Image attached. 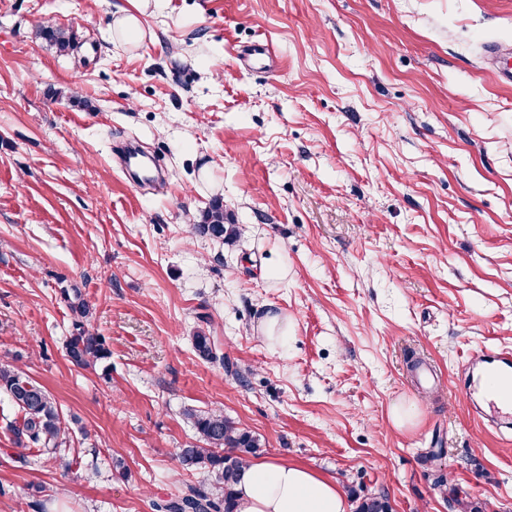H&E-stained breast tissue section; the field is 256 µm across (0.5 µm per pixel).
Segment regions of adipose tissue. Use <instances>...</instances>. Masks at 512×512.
Here are the masks:
<instances>
[{"mask_svg":"<svg viewBox=\"0 0 512 512\" xmlns=\"http://www.w3.org/2000/svg\"><path fill=\"white\" fill-rule=\"evenodd\" d=\"M236 512H348L336 481L306 467L248 463L236 485Z\"/></svg>","mask_w":512,"mask_h":512,"instance_id":"ef3b65f1","label":"adipose tissue"}]
</instances>
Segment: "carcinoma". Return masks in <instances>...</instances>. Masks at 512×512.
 I'll list each match as a JSON object with an SVG mask.
<instances>
[{"label": "carcinoma", "mask_w": 512, "mask_h": 512, "mask_svg": "<svg viewBox=\"0 0 512 512\" xmlns=\"http://www.w3.org/2000/svg\"><path fill=\"white\" fill-rule=\"evenodd\" d=\"M44 36L57 49L66 52L72 47L70 37L59 29H46ZM196 234L217 240H232L239 234L236 224L224 223V204L215 199L203 211L201 221L193 225ZM70 308L77 320L75 332L66 344L71 362L88 368L109 358L104 337L90 328L93 306L73 290ZM194 349L205 361L224 360L215 339L205 327L193 336ZM0 390L5 392L21 413V419L12 426L14 444L19 457L24 451L36 448L53 454L62 447L70 435V422L59 411L50 393L29 378L23 371L9 363H0ZM185 418L200 437V444L181 448L176 454L182 467L200 466L214 475L213 483L204 486H187V490L163 504L151 503L156 512H234L235 486L242 468L247 465L246 454H254L261 447L260 440L238 426L222 411H197L189 409ZM355 512H392L388 498L371 497L362 500Z\"/></svg>", "instance_id": "1"}]
</instances>
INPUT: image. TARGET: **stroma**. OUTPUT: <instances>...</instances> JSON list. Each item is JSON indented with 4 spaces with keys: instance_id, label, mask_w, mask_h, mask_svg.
<instances>
[{
    "instance_id": "1",
    "label": "stroma",
    "mask_w": 512,
    "mask_h": 512,
    "mask_svg": "<svg viewBox=\"0 0 512 512\" xmlns=\"http://www.w3.org/2000/svg\"><path fill=\"white\" fill-rule=\"evenodd\" d=\"M125 3L0 0V361L90 432L19 459L0 391V512H152L210 482L175 460L189 409L351 502L512 512V441L456 384L512 348V83L488 64L512 0H166L126 42ZM128 142L154 181L122 172ZM216 198L237 239L192 234ZM75 288L111 352L93 369L65 353ZM205 319L223 362L193 347ZM121 15L115 18V28L124 38L134 39L142 33V27L138 16L132 9L121 8Z\"/></svg>"
}]
</instances>
